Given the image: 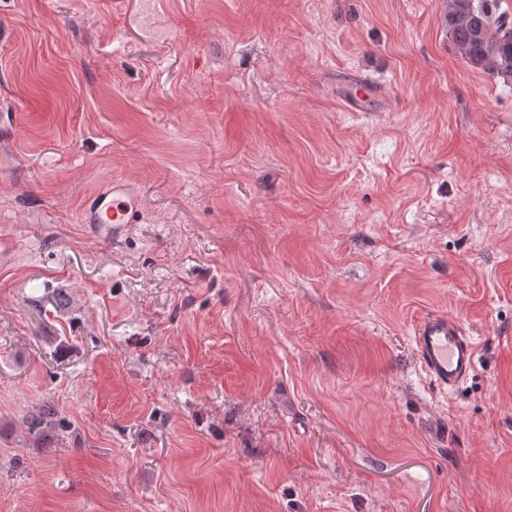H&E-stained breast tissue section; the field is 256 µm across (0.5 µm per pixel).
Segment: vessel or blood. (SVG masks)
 <instances>
[{
  "instance_id": "b4317fda",
  "label": "vessel or blood",
  "mask_w": 512,
  "mask_h": 512,
  "mask_svg": "<svg viewBox=\"0 0 512 512\" xmlns=\"http://www.w3.org/2000/svg\"><path fill=\"white\" fill-rule=\"evenodd\" d=\"M338 101L350 112H384L389 108L381 88L362 77L353 78ZM140 214V199L131 183L114 180L88 199L81 221L117 229L138 223ZM413 338L419 367L438 392H454L473 375L477 346L457 319L424 316L415 324Z\"/></svg>"
}]
</instances>
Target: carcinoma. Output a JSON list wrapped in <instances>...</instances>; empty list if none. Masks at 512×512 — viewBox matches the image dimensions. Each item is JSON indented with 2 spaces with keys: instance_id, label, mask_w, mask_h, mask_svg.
<instances>
[{
  "instance_id": "carcinoma-1",
  "label": "carcinoma",
  "mask_w": 512,
  "mask_h": 512,
  "mask_svg": "<svg viewBox=\"0 0 512 512\" xmlns=\"http://www.w3.org/2000/svg\"><path fill=\"white\" fill-rule=\"evenodd\" d=\"M496 0H448L445 15L456 54L474 69L505 82L512 80V22L495 15ZM28 434L50 445L66 431L67 421L51 405L33 410L25 418Z\"/></svg>"
}]
</instances>
